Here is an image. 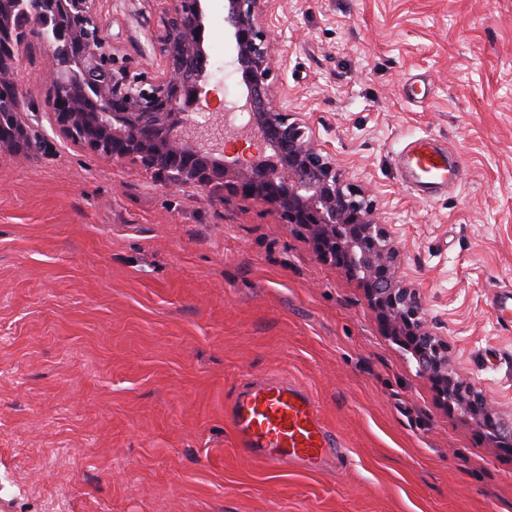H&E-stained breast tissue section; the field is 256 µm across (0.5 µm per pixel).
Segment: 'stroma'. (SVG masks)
Here are the masks:
<instances>
[{
	"label": "stroma",
	"instance_id": "obj_1",
	"mask_svg": "<svg viewBox=\"0 0 512 512\" xmlns=\"http://www.w3.org/2000/svg\"><path fill=\"white\" fill-rule=\"evenodd\" d=\"M163 0H97L119 56L159 61ZM270 83L370 199L473 382L512 409V0H267ZM34 155L0 157V512H512V454L443 411L362 285L253 199L167 187L82 149L17 70ZM430 134L440 197L397 160ZM316 400L345 454L264 469L228 415L250 379Z\"/></svg>",
	"mask_w": 512,
	"mask_h": 512
}]
</instances>
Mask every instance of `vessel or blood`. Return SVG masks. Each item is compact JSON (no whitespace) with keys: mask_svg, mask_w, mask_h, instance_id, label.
<instances>
[{"mask_svg":"<svg viewBox=\"0 0 512 512\" xmlns=\"http://www.w3.org/2000/svg\"><path fill=\"white\" fill-rule=\"evenodd\" d=\"M400 156L412 190L434 195L462 177L461 163H449L431 136L412 140ZM229 420L240 447L263 468L290 463L317 468L341 451L315 401L296 383L283 379L250 383L234 397Z\"/></svg>","mask_w":512,"mask_h":512,"instance_id":"b4317fda","label":"vessel or blood"}]
</instances>
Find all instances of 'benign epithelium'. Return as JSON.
<instances>
[{"label": "benign epithelium", "mask_w": 512, "mask_h": 512, "mask_svg": "<svg viewBox=\"0 0 512 512\" xmlns=\"http://www.w3.org/2000/svg\"><path fill=\"white\" fill-rule=\"evenodd\" d=\"M155 36L161 67L135 72L104 34L96 0H0V155L40 148L26 119L27 90L14 78L36 45L52 76L44 110L74 144L131 160L169 186L241 193L303 228L318 255L364 285L387 335L407 352L448 413L512 453V412L478 389L402 271V248L365 190L343 179L304 125L277 110L268 83L273 35L258 22L264 0H225L224 33L245 90L223 111L210 104L211 64L202 32L207 0H165ZM249 114L245 126L229 121Z\"/></svg>", "instance_id": "obj_1"}]
</instances>
